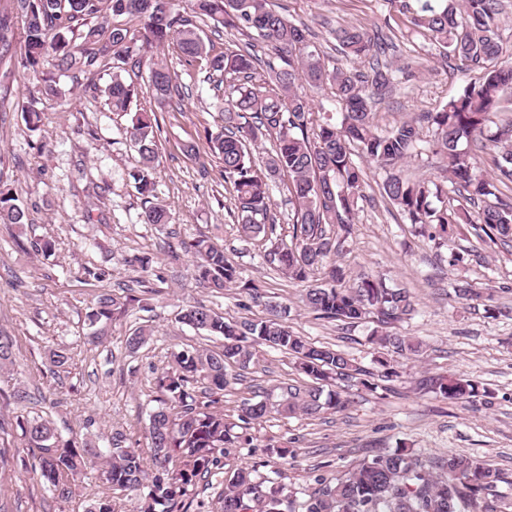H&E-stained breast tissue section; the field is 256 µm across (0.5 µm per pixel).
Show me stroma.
<instances>
[{
    "label": "stroma",
    "mask_w": 512,
    "mask_h": 512,
    "mask_svg": "<svg viewBox=\"0 0 512 512\" xmlns=\"http://www.w3.org/2000/svg\"><path fill=\"white\" fill-rule=\"evenodd\" d=\"M272 4L289 20L308 25L327 53L335 45L332 29L342 25L379 27L391 36L395 47L387 60L412 63L413 74L376 105L380 128L435 111L476 77L457 60L440 63L437 48L409 30L385 0ZM0 14L11 15L16 43L0 57V174L27 211L24 227L0 224V332L16 340L13 366L0 370V448L12 461L0 472V512H86L93 500L112 493L94 474L82 478L66 502L52 499L38 483H21L18 476L29 470L33 455L15 432L17 417H50L62 438L102 448L119 430L128 446L150 457L144 426L158 395L156 376L175 352L223 345L222 338L180 324L181 310L202 303L233 320H260L269 301L288 306L293 332L333 345L373 372L374 386L345 384L350 404L342 411L273 414L251 424L253 447L232 452L226 470L254 465L260 473H276L285 491L310 492L317 476L344 474L374 452L404 445L425 461L459 454L488 460L505 478L500 491L512 498V251L479 241L466 227L444 246L416 233L382 197L379 175L368 170L342 263L352 275L409 289L417 313L392 330L426 344L422 358L399 360L395 377H380L377 351L368 341L372 323L346 327L316 318L302 302L301 285L264 265L270 238L242 237L233 187L209 147V134L221 124L219 101L197 64L171 46L154 55L177 83L189 87L180 104L155 101L146 68L131 59L124 65V78L136 91L134 108L157 118V192L171 212L170 224H143L144 199L131 178L136 154L126 139L130 116L107 105L101 89L108 74L98 67L63 75L48 60L37 71L22 69L17 46L23 24L13 15L12 0H0ZM52 83L57 93L48 92ZM29 106L39 114L34 131L24 120ZM198 237L223 248L241 267L244 283L259 287L261 300L242 287L221 294L200 288L194 280L197 258L183 248ZM42 238L54 242L51 256L33 249ZM452 250L466 254L465 265L449 267ZM136 256L151 258L148 271L132 265ZM88 268L105 270L103 281L85 276ZM136 277L146 285L136 290L135 307L109 323L101 342H91L89 316L99 295L118 293L120 284ZM460 280L472 285L477 299L456 295ZM487 293L508 315L487 317L480 300ZM142 325L151 334L138 351H129L126 340ZM50 348L71 354L68 372H49L44 361ZM442 375L476 380L493 398L469 403L438 397L425 381ZM293 383L306 386L310 380L297 373L288 355L257 346L242 381L223 392L226 419L236 420L241 401L257 394L279 403ZM19 385L30 401L11 398ZM272 440L293 448V455L268 459L264 446Z\"/></svg>",
    "instance_id": "stroma-1"
}]
</instances>
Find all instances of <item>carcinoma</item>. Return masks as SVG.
Wrapping results in <instances>:
<instances>
[{"label": "carcinoma", "mask_w": 512, "mask_h": 512, "mask_svg": "<svg viewBox=\"0 0 512 512\" xmlns=\"http://www.w3.org/2000/svg\"><path fill=\"white\" fill-rule=\"evenodd\" d=\"M106 2L112 16L137 18L140 34L119 22L94 25L79 34L82 42L77 45L70 37L72 23L94 17L101 11V0H18L24 28L20 66L35 72L50 57L58 70L68 72L91 67L108 55L123 62L137 50L138 63L147 67L148 85L160 103L184 92L168 69L149 56L155 48L171 44L199 63L207 80L220 76L215 88H224V126L210 136V144L222 161L224 179L233 186L241 233L255 239L275 230L269 223L272 183L287 180L291 238L267 250L263 263L305 286V305L320 316L352 326L375 317L378 327L369 342L385 351L376 359L385 378L396 375L392 357L417 358L424 353V343L387 331L412 315L408 290L365 275L353 279L337 263L352 234L366 175L355 151L383 172V197L406 223L427 231L431 239L446 242L449 225L469 224L490 241L512 247V196L501 191L512 185V122L495 121L505 110L504 93L512 87V52L502 39V0H387L439 50L440 58H457L481 77L439 110L421 112L384 133L374 125V107L392 95L397 76L408 77L410 65L395 67L382 59L387 39L378 30L370 33L355 25L335 29L336 51L344 62L331 65L311 41L310 28L287 20L272 8L271 0H191L199 18L236 29L251 40L242 50L215 54L197 28L176 13L179 0ZM12 39L11 19L0 15V55L11 50ZM257 43L278 63L263 60ZM326 87L339 105L337 120L312 107L311 92ZM104 95L112 111H131L133 89L120 67H112ZM155 126L154 113L142 110L134 113L128 130L137 155L131 177L147 200L157 198ZM265 131L275 133L276 140L271 152L260 157L255 146ZM488 150L494 152L489 172L483 168ZM424 156L442 163L445 181L412 179L397 171ZM450 186L476 210L451 204ZM141 221L167 224L169 209L152 202ZM0 224H26L24 205L1 179ZM186 251L201 257L195 279L202 287L222 294L240 280V268L225 257L224 249L198 239ZM134 301L131 294L104 293L91 318L110 321ZM268 313L261 321H230L202 304L180 312V323L206 336L223 337L224 346L220 351L182 350L157 377L158 405L149 412L145 427L148 460L122 447L125 435L120 431L112 434V448L105 455L90 444L62 439L47 417L17 421L35 457L24 481L39 483L66 500L78 479L99 469L112 490L138 499L139 512H188L197 482L220 474L231 449L251 445L253 438L244 433L251 423L272 412L288 417L344 408L340 393L324 387L371 372L344 351L291 332L288 308L271 305ZM256 344L288 354L313 386L287 387L275 407L246 399L238 422L232 423L224 418L216 394L229 385L231 368L248 367ZM69 366L66 352L49 351L51 373L65 372ZM198 383L204 385L202 400L195 390ZM434 390L445 399L465 402L489 395L477 382L457 377L436 381ZM237 427L242 432H236ZM500 482L497 469L470 456L452 455L425 466L407 449L396 448L377 452L342 477L318 478L319 488L298 503V512H473L479 500L504 498ZM281 505L272 477L253 466H240L224 487L219 509L281 512Z\"/></svg>", "instance_id": "obj_1"}]
</instances>
